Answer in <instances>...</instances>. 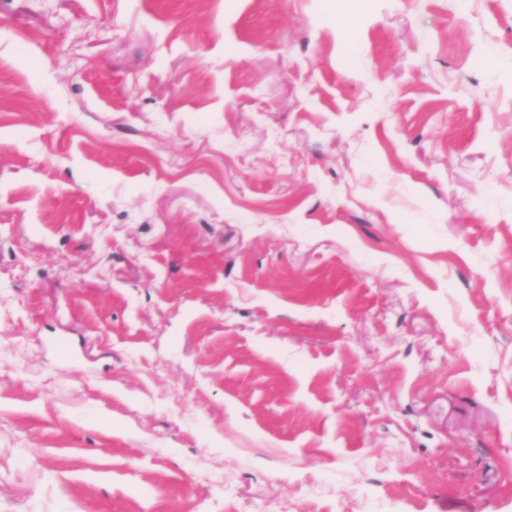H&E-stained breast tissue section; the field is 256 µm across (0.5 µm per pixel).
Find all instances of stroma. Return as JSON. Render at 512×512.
Returning <instances> with one entry per match:
<instances>
[{
  "label": "stroma",
  "mask_w": 512,
  "mask_h": 512,
  "mask_svg": "<svg viewBox=\"0 0 512 512\" xmlns=\"http://www.w3.org/2000/svg\"><path fill=\"white\" fill-rule=\"evenodd\" d=\"M0 73V512H512V0H0Z\"/></svg>",
  "instance_id": "35a3bbf8"
}]
</instances>
